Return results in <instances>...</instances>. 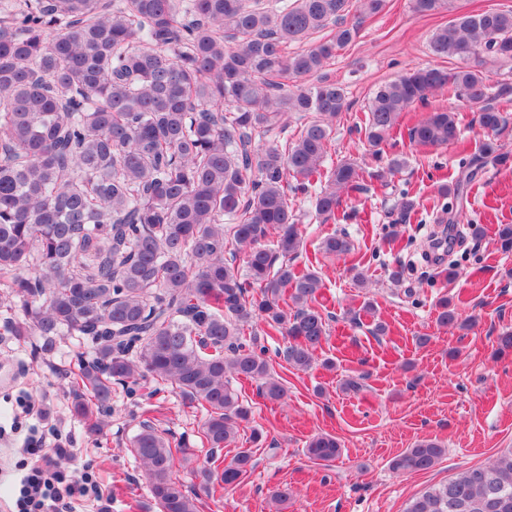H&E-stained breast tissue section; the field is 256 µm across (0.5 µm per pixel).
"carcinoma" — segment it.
<instances>
[{"label": "carcinoma", "instance_id": "carcinoma-1", "mask_svg": "<svg viewBox=\"0 0 512 512\" xmlns=\"http://www.w3.org/2000/svg\"><path fill=\"white\" fill-rule=\"evenodd\" d=\"M358 3L350 21L351 0H0V293L21 311L11 334L39 337L46 355L64 336L90 341L91 357L70 376L71 412L91 434L112 411L113 386L149 378L206 411L197 491L175 477L191 461L185 442L148 419L130 440L161 512H204L201 494L238 486L256 464L239 444L251 408L229 379L257 383L271 403L287 388L245 328L260 319L265 335L287 337L278 355L296 371L311 368L327 336L316 306L323 281L293 264L303 240L290 195L314 189L316 215L334 219L343 195L359 188L356 164L325 166L348 109L345 88L326 78L305 84L386 7ZM412 8L450 14L429 47L458 65L379 86L365 137L379 155L402 113L444 87L479 106L491 137L441 186L451 223L454 201L475 179L470 168L507 161L496 139L506 118L492 101L511 103L512 82L487 84L484 67L512 60V9L472 13L456 0ZM284 80L296 90L281 93ZM459 134L452 111L409 128L420 147ZM495 235L511 253L512 224ZM319 251L344 257L351 244L333 233ZM340 453L329 433L306 448L327 464ZM445 453L421 438L390 467L428 471ZM405 512H512V448L412 498Z\"/></svg>", "mask_w": 512, "mask_h": 512}]
</instances>
